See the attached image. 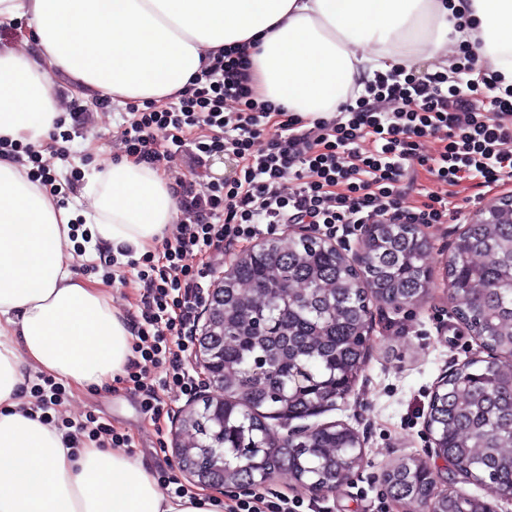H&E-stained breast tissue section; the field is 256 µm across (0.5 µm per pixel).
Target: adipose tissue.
Instances as JSON below:
<instances>
[{
  "mask_svg": "<svg viewBox=\"0 0 512 512\" xmlns=\"http://www.w3.org/2000/svg\"><path fill=\"white\" fill-rule=\"evenodd\" d=\"M0 139L45 143L60 116L52 75L85 100L160 102L226 46H246L257 90L305 118L330 116L376 70L470 43L512 82V0H0ZM87 208L57 206L0 157V512H218L206 491L168 498L127 451L66 447L24 402L25 370L104 385L133 356L127 317L66 263L69 223L90 245L136 250L175 223L163 174L129 157L94 173Z\"/></svg>",
  "mask_w": 512,
  "mask_h": 512,
  "instance_id": "obj_1",
  "label": "adipose tissue"
}]
</instances>
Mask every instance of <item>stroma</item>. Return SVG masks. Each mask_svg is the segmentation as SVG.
Returning <instances> with one entry per match:
<instances>
[{
  "instance_id": "1",
  "label": "stroma",
  "mask_w": 512,
  "mask_h": 512,
  "mask_svg": "<svg viewBox=\"0 0 512 512\" xmlns=\"http://www.w3.org/2000/svg\"><path fill=\"white\" fill-rule=\"evenodd\" d=\"M125 113V107L118 103L103 108L94 101L84 103L82 112L63 114L65 128L74 133L68 158L58 159L49 146L41 150L57 180L75 176L80 183H87L94 173L119 159V126ZM465 227L462 220L421 226L431 245L427 255L431 270L428 296L420 304L401 308L375 298L369 300L373 333L367 343L364 371L336 407L306 420L310 426L335 422L357 431L364 448L357 475L334 492L314 494L288 473L280 472L261 484L218 488L216 494L224 503L259 494L274 502H288L297 512H421L417 504L395 502L381 481L387 467L408 457L430 463L439 473L441 488L486 498L482 485L437 459L426 426L438 381L464 361L489 355L455 317L454 304L448 298V258ZM103 253L100 247L88 251L77 244L69 248L72 273L81 280H100L119 311L129 317L138 314L144 289L136 270L126 266L115 277H108ZM162 397L166 413L155 421L144 414L140 397L127 381L84 388L66 384L60 400L47 405L45 415L55 425L89 417L109 424L116 432L131 436V454L148 464L156 482L170 476L185 488L196 490V483L179 468L173 452L172 433L188 398L175 390L163 392Z\"/></svg>"
}]
</instances>
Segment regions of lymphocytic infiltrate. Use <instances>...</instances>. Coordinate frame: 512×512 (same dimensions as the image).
I'll list each match as a JSON object with an SVG mask.
<instances>
[{
	"mask_svg": "<svg viewBox=\"0 0 512 512\" xmlns=\"http://www.w3.org/2000/svg\"><path fill=\"white\" fill-rule=\"evenodd\" d=\"M120 150L149 165L168 162L182 232L158 253L130 260L146 295L135 317L137 341L128 379L151 418L164 410L160 391L191 394L181 364L203 291L191 254H207L275 232L281 224H444L460 216L451 186L476 192L512 182V84L478 67L462 49L451 72L417 75L406 65L376 72L350 91L336 113L304 118L260 99L246 53L225 48L195 75L177 103L130 107ZM441 143L436 154L423 142ZM236 163L233 178H207L214 156ZM188 159L191 174L175 170ZM423 168L434 184L421 206L403 204L405 182ZM165 376L151 381L150 371Z\"/></svg>",
	"mask_w": 512,
	"mask_h": 512,
	"instance_id": "obj_1",
	"label": "lymphocytic infiltrate"
}]
</instances>
